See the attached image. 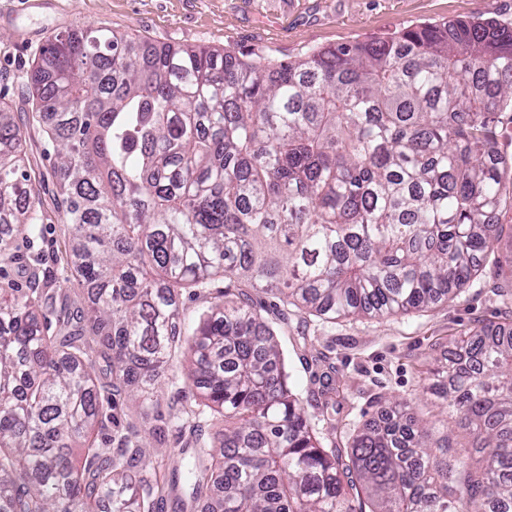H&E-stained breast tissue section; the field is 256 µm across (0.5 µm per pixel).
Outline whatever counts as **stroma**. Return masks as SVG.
<instances>
[{"instance_id":"1","label":"stroma","mask_w":512,"mask_h":512,"mask_svg":"<svg viewBox=\"0 0 512 512\" xmlns=\"http://www.w3.org/2000/svg\"><path fill=\"white\" fill-rule=\"evenodd\" d=\"M492 17L512 26V0H0V100L9 104L24 132L25 165L36 177L46 219L35 241L15 238L12 264L0 277L23 284L31 255H39L70 311L84 308L85 290L67 263L70 230L56 208L58 177L53 147L32 118L29 75L52 37L88 24L133 33L155 44L210 45L249 58L295 60L309 50L383 36L424 21ZM512 282V269L484 275L453 301L385 320L341 319L325 323L297 311L281 314L271 296L252 293L261 315L273 322L286 352L292 381L305 404H313L322 372L348 397L336 406V431L326 446L348 448L364 424L380 417L379 400L394 396L407 412L428 411L424 377L448 354L452 336L481 323L512 325L494 288ZM187 369L171 365L161 397L162 413L196 409L194 394L178 397Z\"/></svg>"}]
</instances>
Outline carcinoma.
I'll return each instance as SVG.
<instances>
[{
    "instance_id": "obj_1",
    "label": "carcinoma",
    "mask_w": 512,
    "mask_h": 512,
    "mask_svg": "<svg viewBox=\"0 0 512 512\" xmlns=\"http://www.w3.org/2000/svg\"><path fill=\"white\" fill-rule=\"evenodd\" d=\"M29 85L87 328L45 335L61 289L39 256L27 288L0 282V512H157L185 483L201 512H512V327L455 337L427 385L437 415L386 399L345 460L321 444L248 296L224 288L194 328L180 314L183 291L218 279L327 322L457 297L512 209L497 133L512 28L423 23L262 63L85 27L45 45ZM42 221L0 101V236L33 239ZM181 355L198 414L224 433L212 446L194 426L191 455L168 470L117 409L128 396L163 420L159 389Z\"/></svg>"
}]
</instances>
